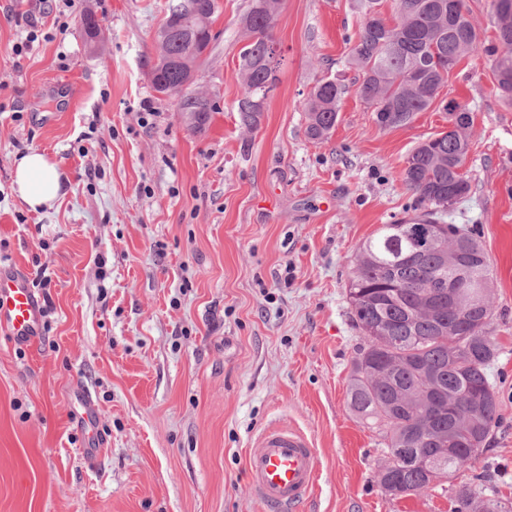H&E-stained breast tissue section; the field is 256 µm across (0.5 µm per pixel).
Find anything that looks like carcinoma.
Instances as JSON below:
<instances>
[{
    "label": "carcinoma",
    "instance_id": "carcinoma-1",
    "mask_svg": "<svg viewBox=\"0 0 512 512\" xmlns=\"http://www.w3.org/2000/svg\"><path fill=\"white\" fill-rule=\"evenodd\" d=\"M191 15L163 19L153 34L156 57L149 76L160 94L177 95V111L192 130L206 129L216 112L211 98L184 84L209 59L218 41L212 24L218 0H194ZM360 30L348 65L359 74V98L384 130L409 124L439 96L450 69L478 47L493 58L500 97L512 106V0H491L489 22L495 42L481 45L466 0H397L394 19L383 16L382 0H354ZM280 0H249L241 18L246 43L239 52L243 93L241 124L258 128L268 94L279 77L269 67L272 29ZM85 42L95 48L99 20L82 17ZM348 87L338 78L317 82L303 103L306 134L329 138ZM448 113L466 114L419 143L401 172L423 210L398 224H384L359 248L348 285V304L365 345L353 361L349 408L365 418L398 467L383 489L395 498L417 496L450 479L483 452L502 411L489 368L498 355L490 336L493 267L473 234L439 216L470 191L458 157L468 153L473 116L450 100ZM433 236L420 240L419 230ZM471 258L464 275L448 282L456 251ZM484 303L483 320L464 323L459 293ZM454 512H512V500L480 496L468 485L454 490Z\"/></svg>",
    "mask_w": 512,
    "mask_h": 512
}]
</instances>
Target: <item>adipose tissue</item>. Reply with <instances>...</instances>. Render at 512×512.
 <instances>
[{"label": "adipose tissue", "instance_id": "obj_1", "mask_svg": "<svg viewBox=\"0 0 512 512\" xmlns=\"http://www.w3.org/2000/svg\"><path fill=\"white\" fill-rule=\"evenodd\" d=\"M13 189L30 209L52 207L61 192L57 163L37 151L21 156L14 166Z\"/></svg>", "mask_w": 512, "mask_h": 512}]
</instances>
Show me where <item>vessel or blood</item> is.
<instances>
[{
	"label": "vessel or blood",
	"instance_id": "vessel-or-blood-1",
	"mask_svg": "<svg viewBox=\"0 0 512 512\" xmlns=\"http://www.w3.org/2000/svg\"><path fill=\"white\" fill-rule=\"evenodd\" d=\"M44 305L24 272L0 270V333L30 346L41 336ZM318 473L311 439L285 421H274L255 437L246 455V476L266 512H299Z\"/></svg>",
	"mask_w": 512,
	"mask_h": 512
}]
</instances>
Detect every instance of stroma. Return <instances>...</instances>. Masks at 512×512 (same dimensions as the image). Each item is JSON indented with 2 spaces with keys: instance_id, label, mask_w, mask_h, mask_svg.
I'll return each mask as SVG.
<instances>
[{
  "instance_id": "35a3bbf8",
  "label": "stroma",
  "mask_w": 512,
  "mask_h": 512,
  "mask_svg": "<svg viewBox=\"0 0 512 512\" xmlns=\"http://www.w3.org/2000/svg\"><path fill=\"white\" fill-rule=\"evenodd\" d=\"M220 3L221 36L196 80L218 110L196 133L148 80L167 0H79L61 32L44 0H0V263L50 278L39 341L0 335V512H262L245 456L274 420L302 429L318 458L300 512H452L463 484L512 499V108L490 58L473 53L438 103L383 130L346 66L352 0H283L280 81L249 131L236 110L247 0ZM33 17L46 37L15 54ZM335 77L349 91L318 143L301 104ZM451 100L474 117L471 189L445 220L469 228L493 265L490 375L503 411L475 464L396 499L379 481L377 433L347 406L363 343L347 289L361 244L417 214L401 172L447 130ZM32 150L59 167L53 208L12 191ZM80 390L102 448L92 467Z\"/></svg>"
}]
</instances>
